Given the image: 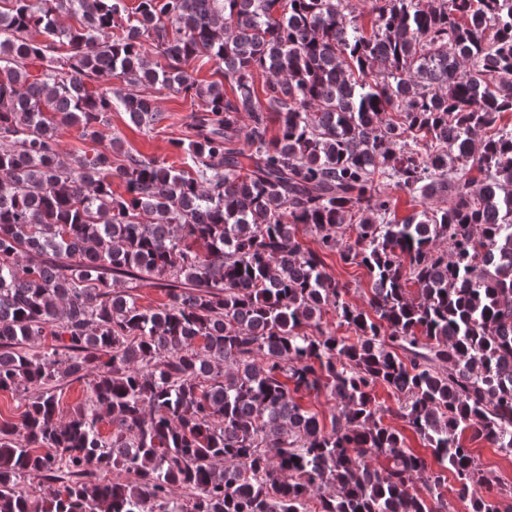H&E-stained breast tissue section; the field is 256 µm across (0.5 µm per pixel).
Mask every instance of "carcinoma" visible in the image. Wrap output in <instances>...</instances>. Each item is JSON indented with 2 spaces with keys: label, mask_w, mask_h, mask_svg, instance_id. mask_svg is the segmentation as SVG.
Listing matches in <instances>:
<instances>
[{
  "label": "carcinoma",
  "mask_w": 512,
  "mask_h": 512,
  "mask_svg": "<svg viewBox=\"0 0 512 512\" xmlns=\"http://www.w3.org/2000/svg\"><path fill=\"white\" fill-rule=\"evenodd\" d=\"M363 2L368 30L350 0H0V392L40 390L0 422V512H512L470 447L512 453V0ZM161 89L200 101L187 168L112 160L99 127L162 122ZM394 189L452 203L399 221ZM326 271L347 288L346 299L361 308H367L371 284L362 267L343 265L337 254H328L325 258ZM91 378V372L88 371L86 378H81L80 380L68 378L62 383L59 387L60 389H58V394L61 393L64 412L83 402L87 394L86 382Z\"/></svg>",
  "instance_id": "carcinoma-1"
}]
</instances>
